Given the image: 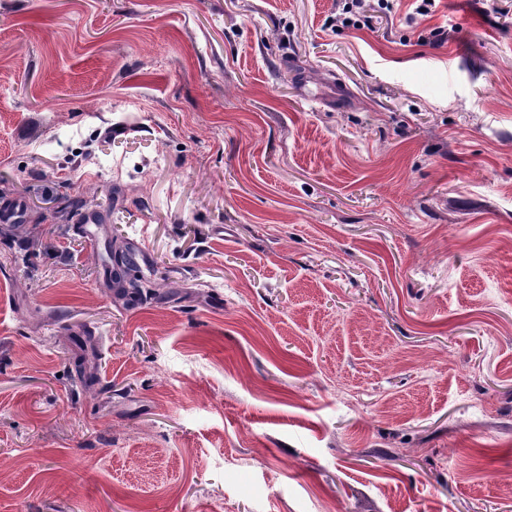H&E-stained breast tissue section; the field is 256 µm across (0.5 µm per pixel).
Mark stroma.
Masks as SVG:
<instances>
[{
    "label": "stroma",
    "instance_id": "35a3bbf8",
    "mask_svg": "<svg viewBox=\"0 0 512 512\" xmlns=\"http://www.w3.org/2000/svg\"><path fill=\"white\" fill-rule=\"evenodd\" d=\"M418 4L0 0V512H512V0Z\"/></svg>",
    "mask_w": 512,
    "mask_h": 512
}]
</instances>
